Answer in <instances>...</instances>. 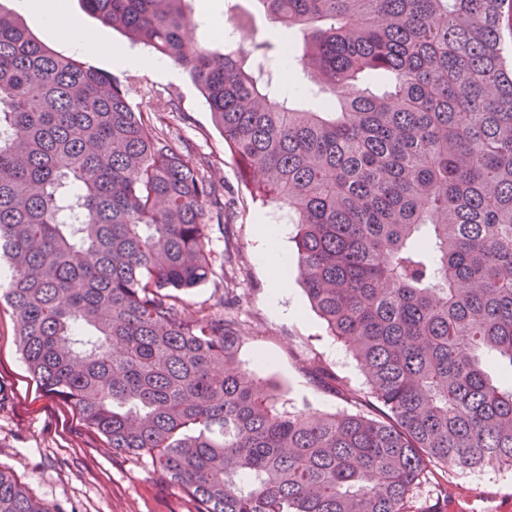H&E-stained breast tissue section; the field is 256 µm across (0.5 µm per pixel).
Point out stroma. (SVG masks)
<instances>
[{
    "instance_id": "35a3bbf8",
    "label": "stroma",
    "mask_w": 512,
    "mask_h": 512,
    "mask_svg": "<svg viewBox=\"0 0 512 512\" xmlns=\"http://www.w3.org/2000/svg\"><path fill=\"white\" fill-rule=\"evenodd\" d=\"M18 15L33 36L60 54L73 50L60 31L45 26L24 0H0ZM197 22L189 35L211 49L249 51L252 41L285 38L257 0H188ZM67 19L95 30L100 48L86 54L88 63L120 76L133 108L147 109L157 98L171 99L188 122L175 146L190 143L207 157L211 175L224 188L229 220L213 234L208 248L215 274L187 301L194 310H223L240 325L239 359L244 368L272 384L288 409L311 415L370 411L374 400L363 373L345 347L326 331L311 309L304 286L293 281L278 306L269 299L268 271L256 259L257 227L290 225L284 201L253 200L243 169L212 122L204 99L185 70L169 79L152 66L156 56L143 45L87 13L81 0H65ZM242 19L243 32L225 38L222 30ZM300 43L298 35H290ZM143 60L140 68L119 65L113 50ZM341 378L336 391L330 376ZM0 468L11 471L26 491L50 512H191L182 488L170 483L147 456L120 455L89 428L67 402L42 392L19 349L16 318L0 306ZM493 497L495 512H512V469L491 467L456 474L435 468L422 496L425 512H471L468 494Z\"/></svg>"
}]
</instances>
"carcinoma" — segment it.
<instances>
[{
  "instance_id": "1",
  "label": "carcinoma",
  "mask_w": 512,
  "mask_h": 512,
  "mask_svg": "<svg viewBox=\"0 0 512 512\" xmlns=\"http://www.w3.org/2000/svg\"><path fill=\"white\" fill-rule=\"evenodd\" d=\"M82 2L185 68L253 198L288 202L377 413L289 410L242 368L238 324L188 308L226 207L172 144L176 108L134 109L0 6V296L41 388L196 512H411L433 467L512 469V0H259L301 35L322 112L188 40L186 0ZM0 512L48 509L0 469Z\"/></svg>"
}]
</instances>
